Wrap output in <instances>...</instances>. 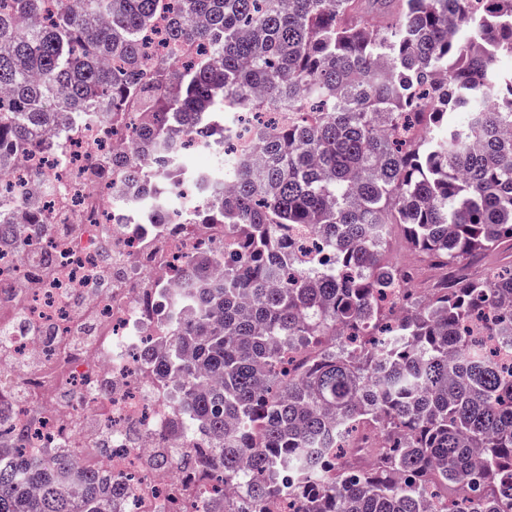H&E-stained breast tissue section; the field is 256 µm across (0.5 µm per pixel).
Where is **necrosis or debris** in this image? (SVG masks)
Here are the masks:
<instances>
[{"mask_svg": "<svg viewBox=\"0 0 512 512\" xmlns=\"http://www.w3.org/2000/svg\"><path fill=\"white\" fill-rule=\"evenodd\" d=\"M125 131L89 120L64 150L0 175L11 222L0 247V439L110 472L114 512H224L223 495L195 493V469L153 464L162 448L196 458L209 448L205 435L175 431L177 406L142 377L138 351L171 327L151 288L187 253L222 248L230 228L189 223L183 199L160 227L132 223L112 189V146Z\"/></svg>", "mask_w": 512, "mask_h": 512, "instance_id": "necrosis-or-debris-1", "label": "necrosis or debris"}]
</instances>
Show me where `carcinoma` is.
<instances>
[{"label": "carcinoma", "instance_id": "carcinoma-1", "mask_svg": "<svg viewBox=\"0 0 512 512\" xmlns=\"http://www.w3.org/2000/svg\"><path fill=\"white\" fill-rule=\"evenodd\" d=\"M0 0V170L43 148L50 127L138 112L145 223L194 180L195 224L232 238L203 261L223 279L172 289L170 336L142 350L176 396L183 430L206 432L201 489L224 507L279 495L292 512H512V364L471 326L512 343V270L466 274L422 298L387 254L398 225L431 268L463 271L512 246V0ZM176 68L148 57L155 23ZM237 112L266 123L262 154L224 156ZM202 136L206 172L181 162ZM315 225L332 252L308 269L288 230ZM398 291L402 313L388 297ZM382 446L361 455L366 435ZM71 458H0V512H112V474Z\"/></svg>", "mask_w": 512, "mask_h": 512}]
</instances>
